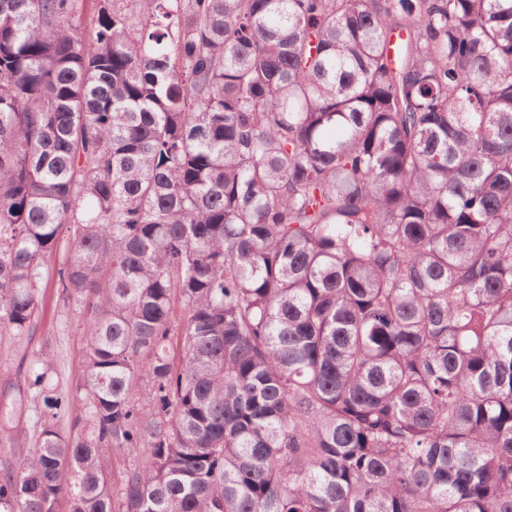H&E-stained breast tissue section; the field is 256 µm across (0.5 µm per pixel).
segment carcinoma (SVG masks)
<instances>
[{
    "instance_id": "1",
    "label": "carcinoma",
    "mask_w": 512,
    "mask_h": 512,
    "mask_svg": "<svg viewBox=\"0 0 512 512\" xmlns=\"http://www.w3.org/2000/svg\"><path fill=\"white\" fill-rule=\"evenodd\" d=\"M51 280L0 512H512V0H0V332ZM44 286L40 288V316L31 335L21 341L0 336V399L5 394L7 400L15 399L26 391L31 355L38 352L49 358V374L58 376L65 389L76 391L87 346L84 315L64 301L52 280ZM41 413H43V407L41 404L37 408L33 407L31 410L27 411L26 417L21 426L22 430L18 431L13 445L11 447L9 445L6 447L0 445V468L1 462L3 463L5 458L15 462L16 460L24 458L29 453L30 448L33 447V422L37 420Z\"/></svg>"
}]
</instances>
